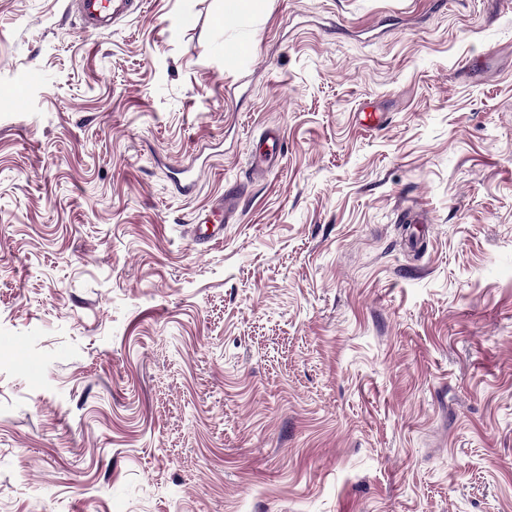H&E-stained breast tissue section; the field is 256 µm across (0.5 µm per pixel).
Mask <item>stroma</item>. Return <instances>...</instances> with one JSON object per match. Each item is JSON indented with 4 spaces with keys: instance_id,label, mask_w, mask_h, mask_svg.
<instances>
[{
    "instance_id": "1",
    "label": "stroma",
    "mask_w": 512,
    "mask_h": 512,
    "mask_svg": "<svg viewBox=\"0 0 512 512\" xmlns=\"http://www.w3.org/2000/svg\"><path fill=\"white\" fill-rule=\"evenodd\" d=\"M0 512H512V0H0ZM86 33H98L112 22L125 18L141 9V0H71ZM236 199L233 195L224 197V201L219 204L211 214L206 215L201 223L205 224L206 232L203 240L210 242L212 240H220L224 233V223L227 222L230 213L235 209ZM212 216V218H211ZM211 230V231H210Z\"/></svg>"
}]
</instances>
